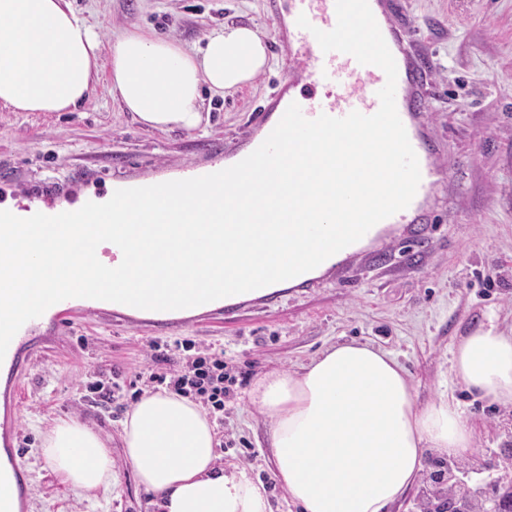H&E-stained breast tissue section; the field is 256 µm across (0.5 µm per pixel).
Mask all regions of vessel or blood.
<instances>
[{
    "label": "vessel or blood",
    "mask_w": 512,
    "mask_h": 512,
    "mask_svg": "<svg viewBox=\"0 0 512 512\" xmlns=\"http://www.w3.org/2000/svg\"><path fill=\"white\" fill-rule=\"evenodd\" d=\"M377 25L397 66L395 101L398 115L419 161L421 181L410 205L372 227L364 236L372 241L399 224H431L435 214L430 201L446 183L453 168L438 145L435 130L425 119L426 100L433 86L434 65L421 61L403 39V24L394 0H369ZM268 8L283 24L280 34L288 44V74L270 103L255 114V134L245 147L225 154L211 147L208 166L188 162L181 167L185 179L221 171L257 149L282 118L290 104H298L306 118L320 114L342 118L351 112L375 114L380 107L379 90L386 83L382 69L363 65L348 54L323 52L314 30H332L337 22L335 0H268ZM306 15L311 27L297 24ZM27 214L55 215L59 204L53 193L41 189L26 207ZM236 306L229 298L206 303L196 314L199 323H223ZM85 319L117 321L148 333L178 334L187 317L183 311H157L144 316L140 309L104 300L70 298L50 306L40 317L27 321L11 340L0 359V512H25L32 475L21 460L19 424L22 388L38 357L63 344L66 333Z\"/></svg>",
    "instance_id": "vessel-or-blood-1"
}]
</instances>
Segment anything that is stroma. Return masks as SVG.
Segmentation results:
<instances>
[{
  "label": "stroma",
  "instance_id": "1",
  "mask_svg": "<svg viewBox=\"0 0 512 512\" xmlns=\"http://www.w3.org/2000/svg\"><path fill=\"white\" fill-rule=\"evenodd\" d=\"M420 55L435 64L426 118L458 163L433 199L437 221L408 238L397 226L318 276L311 288H283L268 308L244 304L234 323L190 324L171 345L174 363L208 346L223 347L235 377L224 404L216 448L224 468L248 470L266 490L271 512H298L272 472L264 448L267 422L249 403L255 382L291 372L328 344L367 342L390 352L407 371L416 400L458 401L475 432V451L461 463L473 483L503 475L512 455V405L468 392L452 370V351L487 321L512 330V0H398ZM102 40L138 31L202 46L228 24L263 37L269 62L235 93L205 100L200 127L154 129L124 111L109 89L101 61L95 92L75 112H13L0 106V179L17 182L26 199L50 185L63 195L109 179L170 176L176 164L209 162V145L242 143L251 118L285 77L286 49L267 0H68ZM148 335L107 322L74 326L67 341L34 370L20 411L22 453L33 475L29 512H154L152 496L126 463L120 437L128 408L145 388L136 379ZM118 373L124 409L97 406L86 386L97 372ZM93 429L112 450L116 481L77 495L41 454L58 421Z\"/></svg>",
  "mask_w": 512,
  "mask_h": 512
}]
</instances>
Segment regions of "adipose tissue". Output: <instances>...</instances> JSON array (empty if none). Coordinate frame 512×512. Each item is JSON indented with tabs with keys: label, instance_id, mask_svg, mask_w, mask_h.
Here are the masks:
<instances>
[{
	"label": "adipose tissue",
	"instance_id": "obj_1",
	"mask_svg": "<svg viewBox=\"0 0 512 512\" xmlns=\"http://www.w3.org/2000/svg\"><path fill=\"white\" fill-rule=\"evenodd\" d=\"M104 51L113 99L157 129L197 127L203 91L238 90L267 64L266 45L248 26L224 27L194 51L129 32L106 45L67 0H0V105L76 111L93 93ZM452 362L467 388L512 402V334L481 325ZM250 402L269 420L273 475L303 512H386L411 488L428 449L474 451L458 404L444 395L418 404L398 360L366 343L337 342L295 372L259 378ZM121 439L156 512H269L262 484L218 465L217 424L190 398L144 393ZM42 454L82 496L115 479L109 448L78 422L58 423Z\"/></svg>",
	"mask_w": 512,
	"mask_h": 512
}]
</instances>
